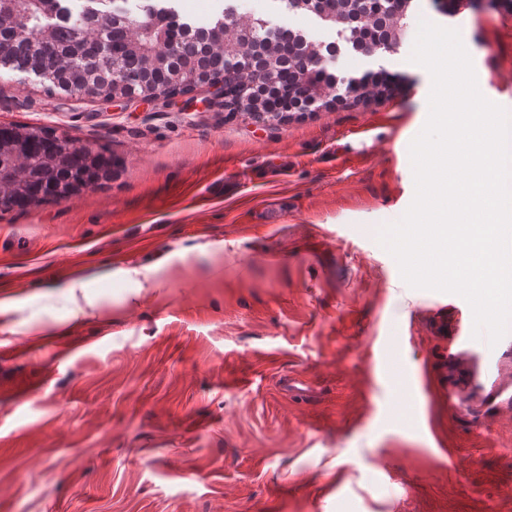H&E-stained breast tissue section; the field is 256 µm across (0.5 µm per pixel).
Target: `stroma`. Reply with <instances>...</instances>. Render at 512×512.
Here are the masks:
<instances>
[{
	"instance_id": "35a3bbf8",
	"label": "stroma",
	"mask_w": 512,
	"mask_h": 512,
	"mask_svg": "<svg viewBox=\"0 0 512 512\" xmlns=\"http://www.w3.org/2000/svg\"><path fill=\"white\" fill-rule=\"evenodd\" d=\"M241 12L336 29L281 0ZM458 30L480 92L512 105V9L413 0L393 51L331 71L396 75L393 95L285 122L227 116L207 90L117 105L0 74V125L106 149L111 181L0 210V512H512V412L456 416L448 343L488 372L461 296L414 289L378 231L415 185L430 73L418 22ZM93 315L67 335L65 285ZM311 388L297 397L284 382Z\"/></svg>"
}]
</instances>
